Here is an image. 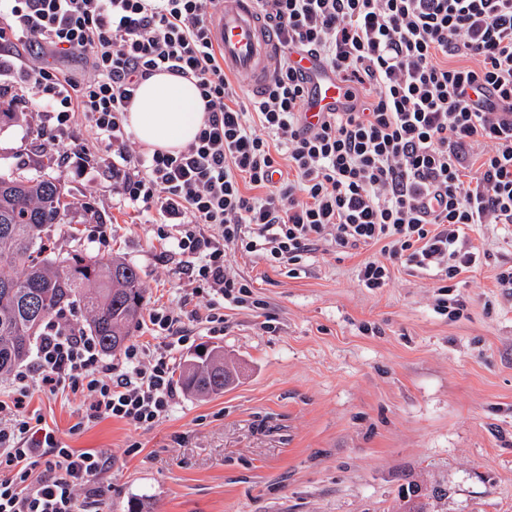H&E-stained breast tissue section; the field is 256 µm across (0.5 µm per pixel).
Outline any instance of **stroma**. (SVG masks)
Masks as SVG:
<instances>
[{"instance_id":"35a3bbf8","label":"stroma","mask_w":512,"mask_h":512,"mask_svg":"<svg viewBox=\"0 0 512 512\" xmlns=\"http://www.w3.org/2000/svg\"><path fill=\"white\" fill-rule=\"evenodd\" d=\"M0 123V170L63 176L73 208L53 232L59 249L119 256L136 266L146 309L175 306L188 280L156 239L154 212L110 197L101 168L84 176L42 169L37 111ZM109 240L90 234L96 221ZM482 265L459 275L439 314L428 275L394 266L387 287L359 285L371 247L347 257L319 250L296 272L231 250L253 305L224 307V330L191 323L176 367L221 347L239 369L224 394L180 393L148 429L113 419L76 429L80 397H34L56 437L102 450L100 512H512V295L496 286L512 262V233L470 230ZM272 329H264V322Z\"/></svg>"}]
</instances>
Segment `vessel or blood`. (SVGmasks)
Returning a JSON list of instances; mask_svg holds the SVG:
<instances>
[{"instance_id": "vessel-or-blood-1", "label": "vessel or blood", "mask_w": 512, "mask_h": 512, "mask_svg": "<svg viewBox=\"0 0 512 512\" xmlns=\"http://www.w3.org/2000/svg\"><path fill=\"white\" fill-rule=\"evenodd\" d=\"M213 36L224 55L225 71L249 74L255 93L269 82L284 58L274 32L257 10L256 0H223ZM287 58L311 79L310 115L332 111L346 102V86L325 72L314 57L295 53Z\"/></svg>"}]
</instances>
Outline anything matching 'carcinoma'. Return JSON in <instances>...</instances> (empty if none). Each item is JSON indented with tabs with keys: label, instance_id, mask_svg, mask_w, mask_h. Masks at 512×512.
<instances>
[{
	"label": "carcinoma",
	"instance_id": "carcinoma-1",
	"mask_svg": "<svg viewBox=\"0 0 512 512\" xmlns=\"http://www.w3.org/2000/svg\"><path fill=\"white\" fill-rule=\"evenodd\" d=\"M68 196L57 177L0 173V377L64 312L80 317V329L112 354L139 324L145 289L134 266L51 246V228L73 206ZM179 382L196 396H213L224 393L234 375L224 350L214 347L189 359Z\"/></svg>",
	"mask_w": 512,
	"mask_h": 512
}]
</instances>
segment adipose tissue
Masks as SVG:
<instances>
[{"mask_svg": "<svg viewBox=\"0 0 512 512\" xmlns=\"http://www.w3.org/2000/svg\"><path fill=\"white\" fill-rule=\"evenodd\" d=\"M204 103L193 80L158 73L141 81L127 111V127L148 150L176 152L204 126Z\"/></svg>", "mask_w": 512, "mask_h": 512, "instance_id": "adipose-tissue-1", "label": "adipose tissue"}]
</instances>
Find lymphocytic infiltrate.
I'll return each mask as SVG.
<instances>
[{
    "label": "lymphocytic infiltrate",
    "mask_w": 512,
    "mask_h": 512,
    "mask_svg": "<svg viewBox=\"0 0 512 512\" xmlns=\"http://www.w3.org/2000/svg\"><path fill=\"white\" fill-rule=\"evenodd\" d=\"M220 0H0V47L39 49L41 64L0 59L33 90L38 135L63 170L90 164L68 136L91 131L112 192L155 210L159 239L187 271L179 308L149 314L153 345L107 360L91 336L48 323L34 362L0 399V512H88L81 487L111 466L76 451L30 413L35 393L82 397L79 426L103 418L146 429L177 397L172 352L190 323L224 329V306L250 298L229 250L299 266L319 245L379 246L357 269L362 287L388 285L391 266L431 276L443 294L484 255L475 224H512V0H258L284 50L315 56L346 83L351 105L309 122L304 75L281 61L259 94L241 97L211 38ZM83 61L72 77L53 63ZM158 72L194 79L207 119L171 154L137 152L127 108ZM180 227L177 237L166 229ZM204 297V311L191 309Z\"/></svg>",
    "instance_id": "obj_1"
}]
</instances>
